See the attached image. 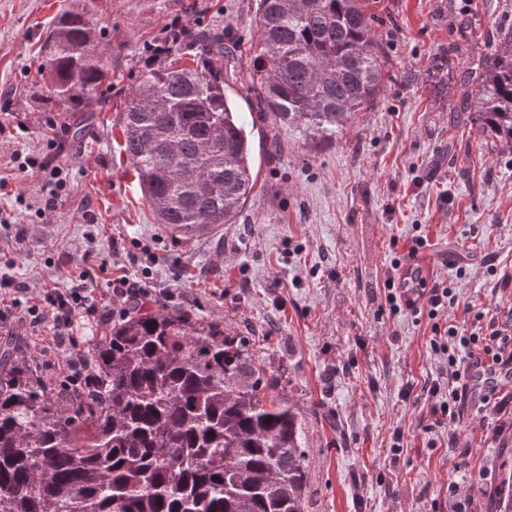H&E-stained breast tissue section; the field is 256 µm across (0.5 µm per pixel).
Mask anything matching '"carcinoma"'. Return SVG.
I'll use <instances>...</instances> for the list:
<instances>
[{
  "label": "carcinoma",
  "mask_w": 512,
  "mask_h": 512,
  "mask_svg": "<svg viewBox=\"0 0 512 512\" xmlns=\"http://www.w3.org/2000/svg\"><path fill=\"white\" fill-rule=\"evenodd\" d=\"M369 0H261L249 90L305 141L333 139L384 87ZM104 32L65 11L32 77L69 118L118 107L123 151L156 223L182 234L233 224L255 187L242 113L224 93L218 28L181 27L136 85L112 95ZM463 111L512 142V27L464 82ZM93 384H56L27 341H0V512H304L306 449L288 400L247 343L177 310L130 311L93 337ZM492 512H512V455L497 462Z\"/></svg>",
  "instance_id": "carcinoma-1"
}]
</instances>
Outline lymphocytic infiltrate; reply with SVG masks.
I'll list each match as a JSON object with an SVG mask.
<instances>
[{
  "mask_svg": "<svg viewBox=\"0 0 512 512\" xmlns=\"http://www.w3.org/2000/svg\"><path fill=\"white\" fill-rule=\"evenodd\" d=\"M401 266L400 260H393V272L388 275L384 287L385 300L391 315H398L402 309H426L432 317L434 349L441 351L447 360L446 385H433L432 394L447 392L445 401L435 404L431 410V420L435 427H442L456 421L462 413L469 393V370L474 366L495 368L512 366V320L504 324L489 323L487 327L465 328L455 324H440L436 318L444 312L448 304L457 299L455 289L447 283L428 284L421 276L395 277L394 272ZM96 309L88 302L87 286L79 283L55 287L44 292L29 306L27 313L34 322L51 320L55 329L53 339L58 345H66V333L75 321L94 315Z\"/></svg>",
  "mask_w": 512,
  "mask_h": 512,
  "instance_id": "obj_1",
  "label": "lymphocytic infiltrate"
}]
</instances>
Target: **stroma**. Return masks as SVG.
<instances>
[{
    "instance_id": "35a3bbf8",
    "label": "stroma",
    "mask_w": 512,
    "mask_h": 512,
    "mask_svg": "<svg viewBox=\"0 0 512 512\" xmlns=\"http://www.w3.org/2000/svg\"><path fill=\"white\" fill-rule=\"evenodd\" d=\"M258 0H0V267L22 286L0 298V337L26 336L54 381L69 370L53 325H30L29 298L91 272L90 302L112 303L111 280L141 278L149 309L189 312L246 337L303 427L305 512H453L448 480L465 476L467 512H489L496 462L512 451V410L470 396L457 423L431 428L429 393L444 382L430 322L380 307L397 252L459 299L444 320L512 314V147L462 117L459 88L501 30L512 0H375L385 86L336 139L306 144L273 118L251 132L256 185L235 223L202 235L156 223L123 152L119 114L95 113L81 139L24 73L55 16L87 11L106 30L112 80L134 83L171 26L227 31L224 91L248 112L246 71ZM457 56L440 79L448 45ZM55 197V209L44 207ZM470 263L458 276L461 259ZM401 455H393L394 443Z\"/></svg>"
}]
</instances>
